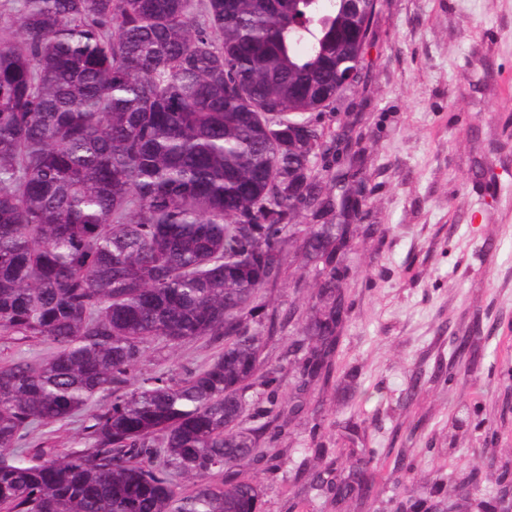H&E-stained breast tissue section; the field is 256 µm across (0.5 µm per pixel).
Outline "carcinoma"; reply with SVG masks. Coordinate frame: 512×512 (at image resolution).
I'll return each mask as SVG.
<instances>
[{
	"mask_svg": "<svg viewBox=\"0 0 512 512\" xmlns=\"http://www.w3.org/2000/svg\"><path fill=\"white\" fill-rule=\"evenodd\" d=\"M373 17L370 0H6L0 333L57 353L0 366V512H259L238 470L265 458L246 390L262 379L274 407L276 378L244 320L279 275L284 221L327 204L309 175L311 113L360 71ZM355 194L308 232L324 281L305 377L344 312ZM207 336L224 338L207 367L134 375L146 340ZM106 396L92 447L18 450L29 427ZM375 490L360 459L336 497Z\"/></svg>",
	"mask_w": 512,
	"mask_h": 512,
	"instance_id": "cac0c4a2",
	"label": "carcinoma"
}]
</instances>
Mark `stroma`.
<instances>
[{"mask_svg":"<svg viewBox=\"0 0 512 512\" xmlns=\"http://www.w3.org/2000/svg\"><path fill=\"white\" fill-rule=\"evenodd\" d=\"M324 153L310 176L335 200L337 170L360 167L341 292L345 313L328 376L302 383L313 347L322 263L304 258L310 225H285L279 278L263 288L251 329L277 377L247 392L259 447L275 469L242 468L261 512H512V0H380L359 83L315 115ZM205 337L147 340L140 376L179 378L223 349ZM57 352L0 334V365ZM24 432L27 454L90 447L91 413ZM277 438H270V431ZM377 473L369 499L337 501L330 481L362 456Z\"/></svg>","mask_w":512,"mask_h":512,"instance_id":"1","label":"stroma"}]
</instances>
